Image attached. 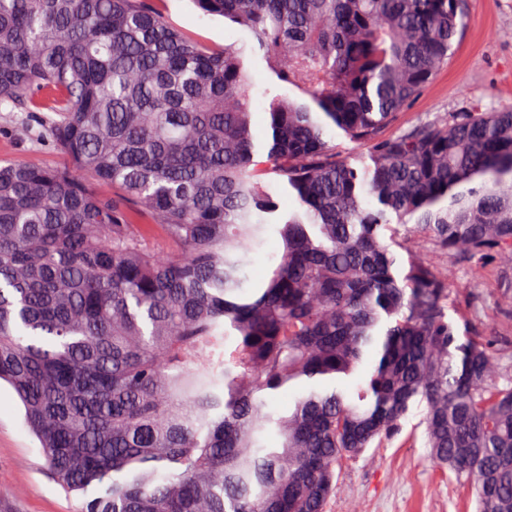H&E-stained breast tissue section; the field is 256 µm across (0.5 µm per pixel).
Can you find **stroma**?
Here are the masks:
<instances>
[{"label": "stroma", "instance_id": "obj_1", "mask_svg": "<svg viewBox=\"0 0 512 512\" xmlns=\"http://www.w3.org/2000/svg\"><path fill=\"white\" fill-rule=\"evenodd\" d=\"M176 27L213 46L247 39L245 30L202 14L191 0H164ZM512 0H466L462 34L445 65L390 126L397 133L420 122L442 123L459 112L512 108ZM17 112H0V159L45 165L63 158L40 139L19 140ZM410 248L448 279V317L458 330L476 328L512 350V264L480 265L449 257L429 232L408 219L401 230ZM424 404L413 403L400 432L380 447L336 465V490L326 512H475L470 486L456 481L431 459L426 446ZM86 492H66L45 465L37 440L24 422L14 390L0 382V512H79Z\"/></svg>", "mask_w": 512, "mask_h": 512}]
</instances>
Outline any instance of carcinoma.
<instances>
[{"mask_svg":"<svg viewBox=\"0 0 512 512\" xmlns=\"http://www.w3.org/2000/svg\"><path fill=\"white\" fill-rule=\"evenodd\" d=\"M155 2L0 0V110L39 115L64 157L0 163V380L48 469L100 487L80 512H324L338 459L418 399L432 459L477 512H512L504 356L391 250L415 216L451 257L512 264V109L385 133L465 0H193L247 31L219 48ZM357 374L358 405L311 390L265 411L293 381Z\"/></svg>","mask_w":512,"mask_h":512,"instance_id":"cac0c4a2","label":"carcinoma"}]
</instances>
